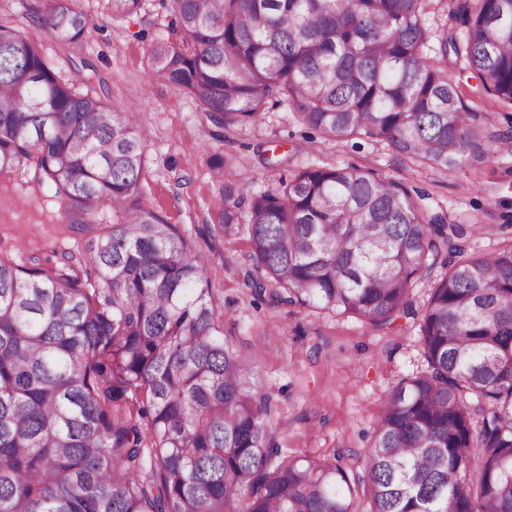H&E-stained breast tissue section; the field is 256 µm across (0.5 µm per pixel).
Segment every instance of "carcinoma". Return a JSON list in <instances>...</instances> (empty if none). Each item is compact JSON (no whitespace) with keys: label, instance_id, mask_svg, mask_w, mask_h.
Instances as JSON below:
<instances>
[{"label":"carcinoma","instance_id":"obj_1","mask_svg":"<svg viewBox=\"0 0 512 512\" xmlns=\"http://www.w3.org/2000/svg\"><path fill=\"white\" fill-rule=\"evenodd\" d=\"M106 2L115 18L143 6ZM426 2L160 0L168 34L150 46L149 75L221 129L285 105L327 140L377 138L438 169L479 162L485 131L448 52L512 104V0H445L461 29L435 45ZM25 9L82 51L76 0ZM146 142L0 20V172L33 164V182L89 233L63 264L0 256V512H512V237L472 251L470 228L351 163L299 169L244 210L224 195L254 295L377 329L420 316L427 368L389 390L364 472L336 455L284 457L203 258L138 204ZM105 202L113 224L98 219ZM441 254L446 272L418 311L415 283Z\"/></svg>","mask_w":512,"mask_h":512}]
</instances>
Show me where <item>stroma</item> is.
I'll return each mask as SVG.
<instances>
[{"label":"stroma","mask_w":512,"mask_h":512,"mask_svg":"<svg viewBox=\"0 0 512 512\" xmlns=\"http://www.w3.org/2000/svg\"><path fill=\"white\" fill-rule=\"evenodd\" d=\"M81 5L89 23L84 56L95 68L92 90L148 132L139 203L176 225L205 259L224 333L255 366L281 417L283 455L340 454L346 466L362 468L389 389L426 367L419 323L401 318L379 330L351 317L253 300L246 286L248 242L223 230L216 205L221 185L211 164L232 163L237 194L277 189L280 178L309 165L369 168L424 192L431 212L448 223L475 226L468 246L492 252L512 226V104L481 93L478 79L459 74V60L449 58L462 100L481 117L487 156L448 170L421 165L378 139L326 140L283 107L222 131L183 90L149 79L148 48L167 24L155 0L123 19L110 16L105 0ZM0 21L42 43L62 78H77L62 47L31 21L21 0H0ZM271 147L285 158L273 169L261 160ZM63 213V202L36 189L26 171L1 173L0 255L35 267L56 253L82 252L87 236Z\"/></svg>","instance_id":"stroma-1"}]
</instances>
